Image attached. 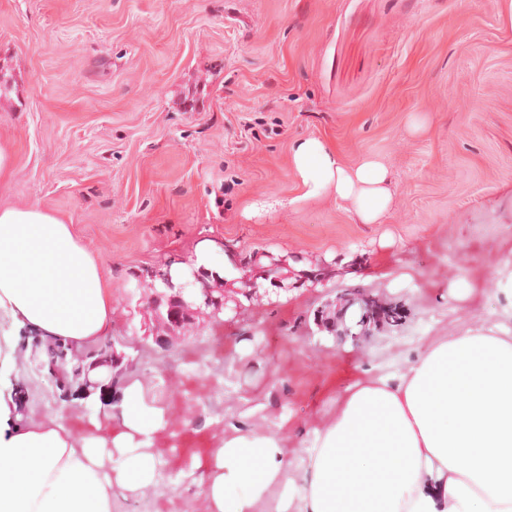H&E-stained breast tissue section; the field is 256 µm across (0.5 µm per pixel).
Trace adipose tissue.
<instances>
[{
    "label": "adipose tissue",
    "mask_w": 512,
    "mask_h": 512,
    "mask_svg": "<svg viewBox=\"0 0 512 512\" xmlns=\"http://www.w3.org/2000/svg\"><path fill=\"white\" fill-rule=\"evenodd\" d=\"M300 201L333 195L364 224L392 201L377 157L345 164L322 140L295 146ZM112 326V293L71 228L36 206L0 208V512H115L153 488L168 426L140 382L103 407L91 435L60 412L16 414L10 395L22 332L83 347ZM200 480L207 512H512V329L427 340L394 374L348 386L306 448L282 432L217 437Z\"/></svg>",
    "instance_id": "1"
}]
</instances>
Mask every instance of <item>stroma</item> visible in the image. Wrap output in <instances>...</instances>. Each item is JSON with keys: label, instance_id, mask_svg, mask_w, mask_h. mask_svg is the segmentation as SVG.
<instances>
[{"label": "stroma", "instance_id": "35a3bbf8", "mask_svg": "<svg viewBox=\"0 0 512 512\" xmlns=\"http://www.w3.org/2000/svg\"><path fill=\"white\" fill-rule=\"evenodd\" d=\"M512 0H0V143L11 166L0 206H39L70 224L112 291L129 292L201 243L236 257L230 282L269 287L240 324L202 327L143 373L176 366L169 407L213 429L287 432L292 448L367 370L399 371L420 341L500 320L512 303ZM318 138L346 163L373 155L391 171L383 223H359L333 196L295 203V144ZM463 282L468 296L449 294ZM391 311L361 346L313 324L322 292L350 290ZM294 331L283 334L284 323ZM276 357L279 385L242 374L244 347ZM222 348L223 362L213 359ZM35 417L54 389L18 350ZM220 372L224 391L196 400ZM166 462L155 489L120 512H205L199 482Z\"/></svg>", "mask_w": 512, "mask_h": 512}]
</instances>
